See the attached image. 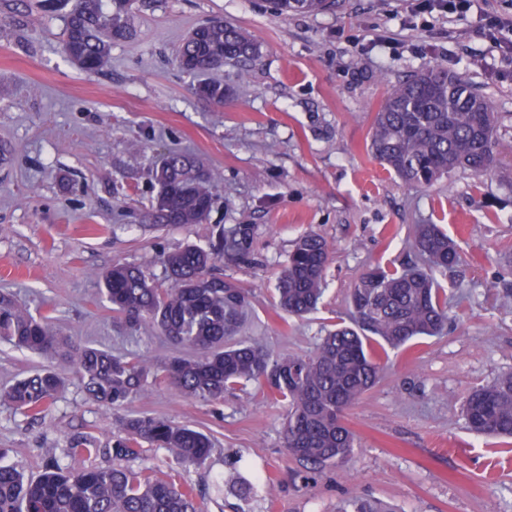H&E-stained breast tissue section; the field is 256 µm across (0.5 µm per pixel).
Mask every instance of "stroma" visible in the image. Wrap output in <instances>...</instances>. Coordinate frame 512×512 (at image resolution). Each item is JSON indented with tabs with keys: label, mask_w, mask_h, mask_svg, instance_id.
Listing matches in <instances>:
<instances>
[{
	"label": "stroma",
	"mask_w": 512,
	"mask_h": 512,
	"mask_svg": "<svg viewBox=\"0 0 512 512\" xmlns=\"http://www.w3.org/2000/svg\"><path fill=\"white\" fill-rule=\"evenodd\" d=\"M73 0H0V292L31 314L51 313L60 336L162 362L171 348L143 329L124 336L101 294L121 260L167 286L161 254L207 245L217 227L251 230L254 265H224L252 290L241 336L277 354L314 349L324 321L370 264L400 262L415 224L441 225L466 254L448 301L446 335L389 352L379 383L347 412L358 445L345 467H303L280 445L285 408L256 388L223 404L153 391L147 412L210 435L202 468L147 449L142 464L206 491V512H335L341 499H376L397 512H512V439L471 432L469 392L512 371V312L498 300L512 281V0H472L467 12L422 10L418 0H343L316 15H275L267 0H136L134 37L113 44L112 70L90 76L62 52ZM222 16L261 43L249 83L216 74L223 105L196 92L174 52L198 24ZM437 65L487 97L508 150L493 174L456 169L432 187L385 171L365 150L373 115L393 84ZM222 173L200 224L153 219L151 169L169 151ZM315 232L335 248L323 307L289 327L271 309L275 278L296 240ZM113 414L69 376L50 413L32 420L0 401L4 462L38 478L69 438L106 440ZM259 476L248 499L211 493L216 477Z\"/></svg>",
	"instance_id": "stroma-1"
}]
</instances>
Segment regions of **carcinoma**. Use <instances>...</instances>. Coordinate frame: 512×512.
Here are the masks:
<instances>
[{"mask_svg":"<svg viewBox=\"0 0 512 512\" xmlns=\"http://www.w3.org/2000/svg\"><path fill=\"white\" fill-rule=\"evenodd\" d=\"M135 0H76L66 22L63 51L87 74L106 71L112 44L132 37ZM278 15H314L336 9L339 0H270ZM261 54L254 35L215 16L199 25L175 52L178 67L206 73L226 64L248 79ZM196 92L224 103V83L211 80ZM368 155L410 186L427 188L454 169L491 174L504 145L498 140L489 100L440 67L392 86L374 113ZM159 185L156 219L162 224H200L212 210L217 170L190 153L170 152L155 168ZM414 258L396 266L370 265L349 294V322L339 321L308 354H275L239 338L252 294L217 272V262L256 263L250 229L220 228L207 246L189 245L162 256L169 286L156 287L144 270L115 262L103 275L102 293L119 324L148 326L176 349L161 367L140 353L114 354L92 343L57 336L51 315L38 317L0 294V341L20 350L54 354L71 364L84 395L112 410L114 431L102 444L89 435L69 440L60 456L30 480L15 465L0 464V512H204L200 494L187 482L155 478L136 468L148 443L184 467L205 465L214 450L204 432L148 413L128 414V405L165 388L185 399L212 404L249 386L282 403L287 414L282 447L313 468L347 464L357 445L346 412L379 382L382 366L372 350L401 348L421 337L447 332L448 293L438 276L463 261L458 246L437 224H415L409 233ZM333 249L311 233L288 253L274 288L277 317L303 318L318 310L326 292ZM192 354L184 355L182 351ZM65 380L53 367L29 372L0 391V399L26 417L42 418ZM477 434L512 437V372L471 392L462 407ZM110 455V467L76 470L78 457ZM337 512H393L351 496Z\"/></svg>","mask_w":512,"mask_h":512,"instance_id":"cac0c4a2","label":"carcinoma"}]
</instances>
